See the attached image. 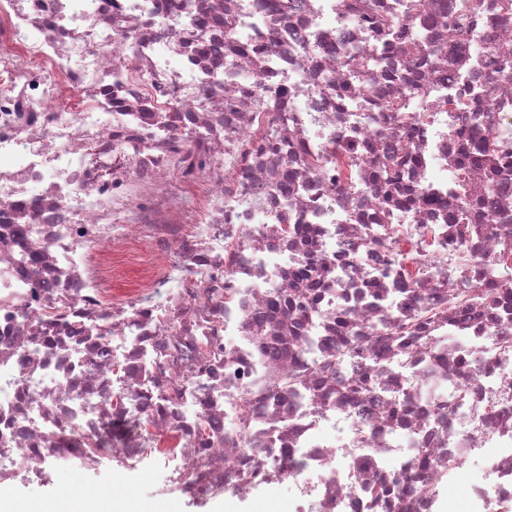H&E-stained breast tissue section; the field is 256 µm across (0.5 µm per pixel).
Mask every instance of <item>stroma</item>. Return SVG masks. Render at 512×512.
Returning a JSON list of instances; mask_svg holds the SVG:
<instances>
[{
	"mask_svg": "<svg viewBox=\"0 0 512 512\" xmlns=\"http://www.w3.org/2000/svg\"><path fill=\"white\" fill-rule=\"evenodd\" d=\"M165 474V468L150 459L137 468L104 463L80 478L62 466L55 482L48 486L0 482V512H30L37 502L73 491L96 498L101 488L112 483L121 485L124 499L139 501L158 512H266L271 502L287 504L289 512L297 510L292 487L287 483L263 487L245 496L218 495L199 500L187 493L165 490Z\"/></svg>",
	"mask_w": 512,
	"mask_h": 512,
	"instance_id": "35a3bbf8",
	"label": "stroma"
}]
</instances>
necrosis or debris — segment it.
Wrapping results in <instances>:
<instances>
[{"label": "necrosis or debris", "mask_w": 512, "mask_h": 512, "mask_svg": "<svg viewBox=\"0 0 512 512\" xmlns=\"http://www.w3.org/2000/svg\"><path fill=\"white\" fill-rule=\"evenodd\" d=\"M407 2L0 0V480L512 503V11ZM484 466L485 463L482 461H478L474 465H468L465 474H462L449 489L448 486L442 488L439 492L436 511L434 512H441L443 510L442 506L448 503V500H452L455 506V508H448V511L451 512H487L484 511L482 503H471L468 498L463 496L464 481L470 479L473 469L480 470Z\"/></svg>", "instance_id": "obj_1"}]
</instances>
